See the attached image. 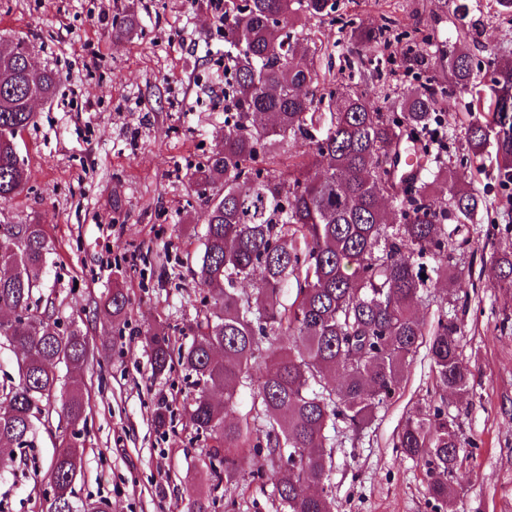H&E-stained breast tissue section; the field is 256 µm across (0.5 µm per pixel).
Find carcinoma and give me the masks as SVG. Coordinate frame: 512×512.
<instances>
[{"instance_id": "cac0c4a2", "label": "carcinoma", "mask_w": 512, "mask_h": 512, "mask_svg": "<svg viewBox=\"0 0 512 512\" xmlns=\"http://www.w3.org/2000/svg\"><path fill=\"white\" fill-rule=\"evenodd\" d=\"M337 0H224V132L191 180L202 201V250L190 269L205 293L206 309L190 325L191 342L179 363L199 394L189 411L196 431L212 441L203 481L226 484L266 479L286 512H333L325 489L333 467L330 432L342 422L358 433L400 390L404 372L425 336L415 304L426 286L421 259L436 264L437 280L457 283L444 224L454 216L472 224L486 207L476 190L448 169L440 153L415 154L402 164L403 132L427 130L445 110L447 87L431 79L391 98L351 84L320 83L321 49L293 27L336 13ZM134 15L112 26L117 40L131 37ZM359 59L385 39L382 27L356 26ZM455 84L470 91L479 117L466 128L472 161L485 165L495 136L498 175L512 180V57L488 53L497 74L488 85L470 56L448 59ZM57 76L33 70L18 41L0 50V203L19 195L28 180L17 134L33 122L29 92L51 97ZM302 138L311 159L278 169L288 139ZM398 168L411 190L394 193L388 168ZM440 188L446 202L432 196ZM50 238L43 224H0V340L17 352L16 382L0 390V453L28 443L35 421L56 402L77 426L85 421L82 393L64 389L59 365L78 371L88 359L79 329L58 331L33 296L46 268ZM491 276L512 286V254L495 258ZM296 282L295 295L286 288ZM252 291H243V284ZM129 298L112 288L102 307L112 323L125 320ZM452 320L441 318L429 347L440 404L417 409L398 435L397 448L423 470L436 506L451 507V476L463 450L448 419L445 394L469 386ZM289 337L286 344L272 337ZM151 365L171 367V338L159 324L145 333ZM263 358L248 413L231 420L224 409L239 379H252ZM81 455L64 443L49 470L51 512H101L104 501L74 499ZM188 512H211L210 495L198 490Z\"/></svg>"}]
</instances>
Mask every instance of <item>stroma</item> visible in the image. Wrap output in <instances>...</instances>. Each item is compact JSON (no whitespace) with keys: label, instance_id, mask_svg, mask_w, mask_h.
Masks as SVG:
<instances>
[{"label":"stroma","instance_id":"35a3bbf8","mask_svg":"<svg viewBox=\"0 0 512 512\" xmlns=\"http://www.w3.org/2000/svg\"><path fill=\"white\" fill-rule=\"evenodd\" d=\"M338 4L335 20L299 29L331 53L328 82L375 95L429 78L447 86L443 156L489 203L476 223L449 225L459 285L437 286L425 267L430 282L417 311L429 331L442 317L457 323L470 373L467 392L448 398L466 443L453 477L455 510L512 512V287L490 275L493 257L512 253V184L470 162L472 98L448 71L456 51L477 66L489 50L512 53V14L494 0ZM128 13L136 35L114 39L113 16ZM385 23L378 68L354 66L351 26ZM18 38L33 64L60 81L51 100H36L34 121L17 139L29 180L0 205V224L47 226L54 252L35 298L60 329L79 325L90 352L77 375L85 424L54 412L36 423L26 447L0 457V512H50L48 468L72 439L83 450L76 498L105 501L112 512H187L211 442L187 420L198 393L193 377L177 363L153 373L144 332L161 323L176 344H189L203 307L187 270L204 230L191 221L199 202L189 177L224 129V30L201 0H0V43ZM116 285L130 302L119 326L96 307ZM434 388L424 344L371 427L331 438L334 512H436L422 469L396 446L405 419L433 402ZM160 408L168 416L162 428L154 422ZM271 490L260 481L222 485L212 512H284Z\"/></svg>","mask_w":512,"mask_h":512}]
</instances>
